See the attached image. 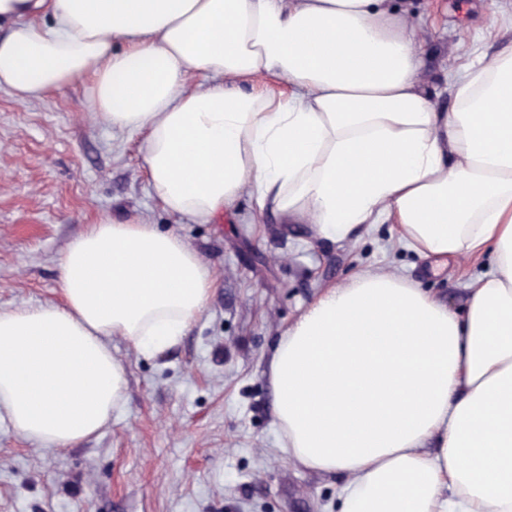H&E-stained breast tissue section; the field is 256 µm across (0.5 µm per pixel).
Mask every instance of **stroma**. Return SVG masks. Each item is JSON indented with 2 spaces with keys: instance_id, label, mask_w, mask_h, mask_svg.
Here are the masks:
<instances>
[{
  "instance_id": "35a3bbf8",
  "label": "stroma",
  "mask_w": 512,
  "mask_h": 512,
  "mask_svg": "<svg viewBox=\"0 0 512 512\" xmlns=\"http://www.w3.org/2000/svg\"><path fill=\"white\" fill-rule=\"evenodd\" d=\"M406 6L425 23V81L439 92L449 68L512 40L496 23L512 0ZM141 147L96 118L81 88L30 103L0 91V310L61 303L59 258L103 212L177 232L214 278L207 309L171 350L148 358L113 340L126 403L106 429L57 450L0 427V512H337L342 477L300 470L279 448L268 365L280 336L321 288L370 266L463 308L487 260L434 272L392 225L318 240L247 195L207 224L173 215L151 192Z\"/></svg>"
}]
</instances>
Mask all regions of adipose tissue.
<instances>
[{
    "label": "adipose tissue",
    "instance_id": "ef3b65f1",
    "mask_svg": "<svg viewBox=\"0 0 512 512\" xmlns=\"http://www.w3.org/2000/svg\"><path fill=\"white\" fill-rule=\"evenodd\" d=\"M0 20V89L83 86L142 135L172 213L207 223L247 192L321 237L391 224L437 266L491 256L459 311L380 270L322 289L269 381L281 451L346 475L340 512H512V49L467 61L448 109L389 0H0ZM59 272L62 303L0 310V425L64 449L126 402L113 339L164 352L213 281L134 215L88 225Z\"/></svg>",
    "mask_w": 512,
    "mask_h": 512
}]
</instances>
